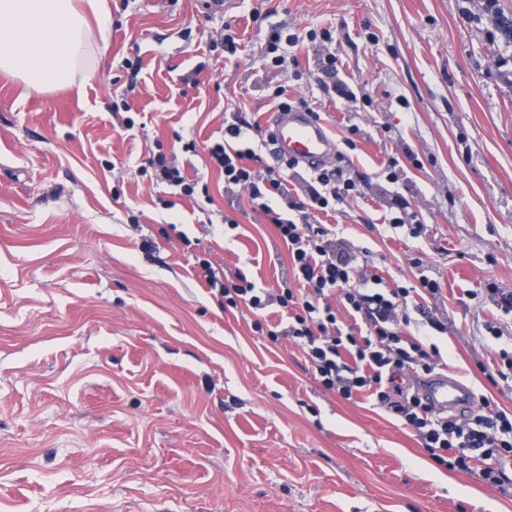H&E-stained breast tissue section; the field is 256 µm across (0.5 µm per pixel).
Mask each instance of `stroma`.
Segmentation results:
<instances>
[{
    "mask_svg": "<svg viewBox=\"0 0 512 512\" xmlns=\"http://www.w3.org/2000/svg\"><path fill=\"white\" fill-rule=\"evenodd\" d=\"M105 4L106 48L72 87L0 73V512H512V494L436 465L368 398L325 391L295 343L254 330L280 313L225 309L197 264L262 288L291 276L272 224L207 165L225 115L264 124L285 86L360 189L320 222L387 285H415L422 259L448 375L512 411V381L490 380L512 315L485 291L512 290V39L496 25L512 0H241L229 59L196 0ZM279 25L300 41L286 67L262 66ZM331 53L356 101L326 78ZM159 147L209 196L156 181ZM402 199L426 236L385 226Z\"/></svg>",
    "mask_w": 512,
    "mask_h": 512,
    "instance_id": "obj_1",
    "label": "stroma"
}]
</instances>
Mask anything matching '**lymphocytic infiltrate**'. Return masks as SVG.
Wrapping results in <instances>:
<instances>
[{"mask_svg": "<svg viewBox=\"0 0 512 512\" xmlns=\"http://www.w3.org/2000/svg\"><path fill=\"white\" fill-rule=\"evenodd\" d=\"M250 128L241 112H234L222 138L209 145V160L223 173L225 186L246 191L253 210L274 226L288 247L295 285L275 293L243 274L228 282L223 269L202 259L198 265L207 288L219 292L228 308H285L286 320L274 324L268 335L301 346L325 390L346 400L367 395L410 427L437 465L472 470L485 483L503 485L498 463L512 455V413L484 397L471 417L442 415L396 382L408 373L430 375L443 363L437 347L417 337L422 330H447L432 305L440 293L438 282L421 274L416 286L385 288L380 274L357 265L345 239L311 221L314 212L327 211L356 192L354 180L340 169L317 174L302 196H292L286 187L290 163L258 166L259 156L246 136ZM272 195L285 201L287 213L269 205Z\"/></svg>", "mask_w": 512, "mask_h": 512, "instance_id": "obj_1", "label": "lymphocytic infiltrate"}]
</instances>
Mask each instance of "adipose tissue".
<instances>
[{
	"label": "adipose tissue",
	"mask_w": 512,
	"mask_h": 512,
	"mask_svg": "<svg viewBox=\"0 0 512 512\" xmlns=\"http://www.w3.org/2000/svg\"><path fill=\"white\" fill-rule=\"evenodd\" d=\"M93 18L107 25L102 0H0V71L37 91L72 85L99 47Z\"/></svg>",
	"instance_id": "obj_1"
}]
</instances>
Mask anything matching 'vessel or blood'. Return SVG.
Segmentation results:
<instances>
[{
    "instance_id": "b4317fda",
    "label": "vessel or blood",
    "mask_w": 512,
    "mask_h": 512,
    "mask_svg": "<svg viewBox=\"0 0 512 512\" xmlns=\"http://www.w3.org/2000/svg\"><path fill=\"white\" fill-rule=\"evenodd\" d=\"M267 140L275 158L294 162L311 173L335 163L338 147L324 122L304 109L280 110L269 114ZM435 408L459 411L474 400L473 391L463 382L448 376L430 378L423 390Z\"/></svg>"
}]
</instances>
